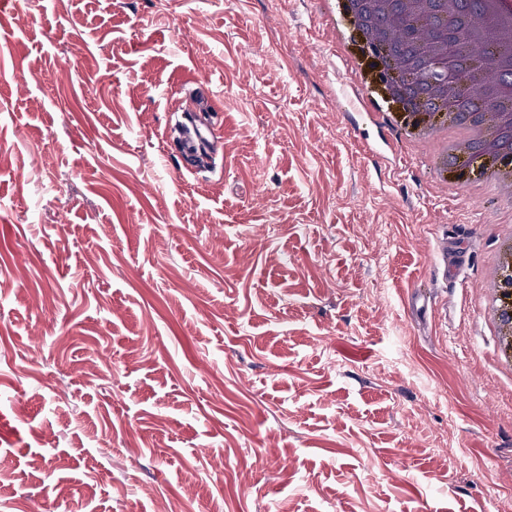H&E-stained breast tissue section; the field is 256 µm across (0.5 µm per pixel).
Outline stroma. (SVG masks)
<instances>
[{
  "label": "stroma",
  "mask_w": 512,
  "mask_h": 512,
  "mask_svg": "<svg viewBox=\"0 0 512 512\" xmlns=\"http://www.w3.org/2000/svg\"><path fill=\"white\" fill-rule=\"evenodd\" d=\"M328 11L0 4V512H512V197L337 108ZM187 109L182 115L191 117L190 125H183L177 148L181 171L194 174L209 162L211 150L219 139V129L212 121V100L208 85L199 83L189 95ZM512 272L502 267L496 269L489 285V292L494 296L492 325L502 332L507 324H512Z\"/></svg>",
  "instance_id": "35a3bbf8"
}]
</instances>
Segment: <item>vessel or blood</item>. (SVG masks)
Wrapping results in <instances>:
<instances>
[{"instance_id": "1", "label": "vessel or blood", "mask_w": 512, "mask_h": 512, "mask_svg": "<svg viewBox=\"0 0 512 512\" xmlns=\"http://www.w3.org/2000/svg\"><path fill=\"white\" fill-rule=\"evenodd\" d=\"M211 107L207 84H198L187 100L186 113L191 122L183 126L177 148L178 166L183 172L196 173L208 163L211 151L217 144L219 133L212 120Z\"/></svg>"}]
</instances>
